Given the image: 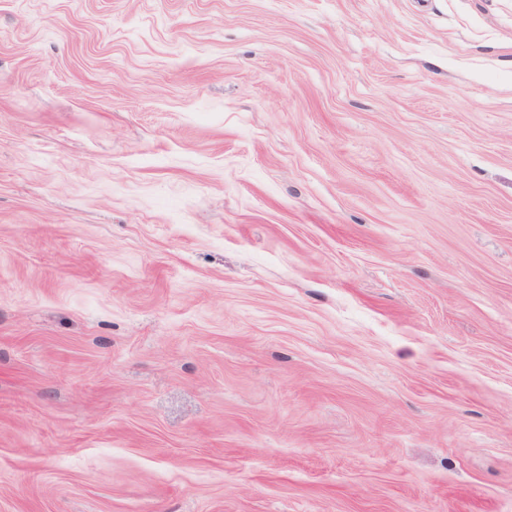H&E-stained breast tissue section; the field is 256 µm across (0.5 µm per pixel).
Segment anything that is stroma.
I'll use <instances>...</instances> for the list:
<instances>
[{
    "instance_id": "obj_1",
    "label": "stroma",
    "mask_w": 512,
    "mask_h": 512,
    "mask_svg": "<svg viewBox=\"0 0 512 512\" xmlns=\"http://www.w3.org/2000/svg\"><path fill=\"white\" fill-rule=\"evenodd\" d=\"M0 512H512V0H0Z\"/></svg>"
}]
</instances>
